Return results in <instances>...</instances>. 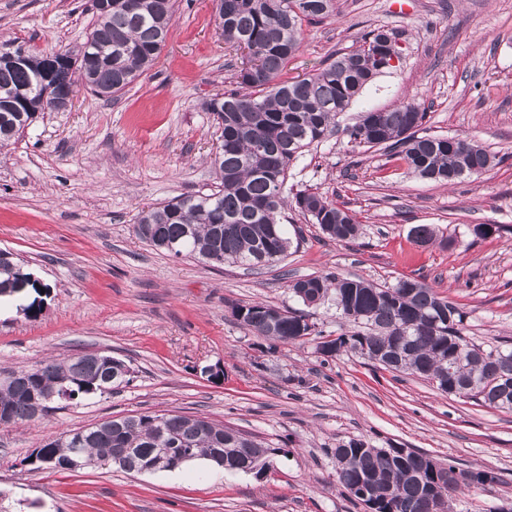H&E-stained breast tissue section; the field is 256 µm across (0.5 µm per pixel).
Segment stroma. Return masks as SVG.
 Masks as SVG:
<instances>
[{
  "label": "stroma",
  "instance_id": "obj_1",
  "mask_svg": "<svg viewBox=\"0 0 512 512\" xmlns=\"http://www.w3.org/2000/svg\"><path fill=\"white\" fill-rule=\"evenodd\" d=\"M175 2L159 58L121 94L76 87L71 106L38 114L0 148V248L49 287L37 318L16 304L0 312V366L103 352L132 371L112 392L59 401L45 424L0 426V512H366L336 480L334 452L351 439L495 474L455 493L452 512L512 507V411L351 353L323 360L312 341L270 349L231 315L235 304L298 308L286 283L301 276L414 278L460 308L471 343L512 341V0H337V16L304 24L284 78L379 27L401 59L342 114L341 132L288 169V187L356 214L357 239H330L291 207L287 257L257 271L163 254L133 233L142 209L214 189L219 131L202 103L235 88L241 62L216 31L214 0ZM92 24V0H0V43L75 51ZM407 101L426 110L423 134L477 141L494 166L449 187L349 143L344 129L362 112ZM417 224L434 225L436 237L414 242ZM479 224L501 230L481 237ZM146 412L204 415L255 436L270 466L255 475L196 460L137 474L30 461L48 436Z\"/></svg>",
  "mask_w": 512,
  "mask_h": 512
}]
</instances>
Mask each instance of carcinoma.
<instances>
[{"label": "carcinoma", "mask_w": 512, "mask_h": 512, "mask_svg": "<svg viewBox=\"0 0 512 512\" xmlns=\"http://www.w3.org/2000/svg\"><path fill=\"white\" fill-rule=\"evenodd\" d=\"M96 21L78 54H61L52 70L41 56L21 46L5 43V52L25 53L24 60L0 65V148L20 137L37 113L47 110L46 90L65 96L81 84L99 96L111 98L125 90L151 66L166 43L173 20L172 0H93ZM336 15V0H219L216 13L224 43H246L255 74L237 76V88L210 98L204 110L216 117L220 135L211 158L219 179L210 194H182L164 205L142 210L133 233L162 253L161 242L175 243L182 255L208 263L260 269L284 260L291 246L282 213L288 200L310 217L329 238L352 241L360 225L348 210L317 192L299 191L288 196L285 186L290 163L306 149L320 143L338 126L339 117L374 77L391 69L386 34L373 29L355 49L336 55L329 64L304 77L281 79L288 61L300 50L303 23ZM426 117L412 102L391 109L363 113L347 129L359 146H380L404 161L424 178L453 183L478 178L496 160L482 145L465 139L419 136ZM29 275L17 259L0 265V296L16 292L15 284ZM287 288L301 302H332L350 330L328 341L333 359L350 352L369 362L382 352L399 361L380 364L396 372L428 380L453 366L458 391L496 408L512 411V347L487 350L466 341L464 314L451 301L416 279H400L391 286L362 279L309 275L292 280ZM232 316L258 335L280 344H304L322 336L306 315L263 303L236 304ZM0 409L16 422L41 420L52 406L44 404L34 415L35 402L57 398L85 399L110 392L131 379L125 361L107 354H76L57 361L48 359L28 370H0ZM476 389H466L471 378ZM77 445L68 433L45 439L35 450L38 467L69 470L98 461L111 462L117 449L126 451L130 465L154 458L158 449L172 455L188 454L210 459L220 448L233 466L254 459L265 464L270 449L251 435L217 424L204 416L178 413L140 414L108 419L81 432ZM450 465L437 469L433 458L397 448L384 453L361 439H351L336 449V476L342 487L374 512H428L429 492L449 499L463 487L484 485L496 477L483 470H460L448 480Z\"/></svg>", "instance_id": "carcinoma-1"}]
</instances>
